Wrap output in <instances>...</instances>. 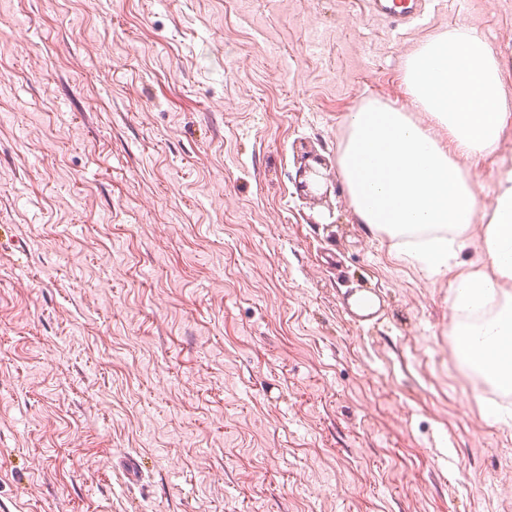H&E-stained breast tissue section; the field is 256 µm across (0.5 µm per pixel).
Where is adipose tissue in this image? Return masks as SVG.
<instances>
[{"mask_svg": "<svg viewBox=\"0 0 512 512\" xmlns=\"http://www.w3.org/2000/svg\"><path fill=\"white\" fill-rule=\"evenodd\" d=\"M504 63L475 28L433 34L403 62L405 106L370 99L344 119L335 164L358 223L399 259L448 283L456 352L512 394V97ZM495 166L491 205L473 167ZM481 227L480 257L459 256Z\"/></svg>", "mask_w": 512, "mask_h": 512, "instance_id": "1", "label": "adipose tissue"}]
</instances>
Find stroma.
<instances>
[{
	"mask_svg": "<svg viewBox=\"0 0 512 512\" xmlns=\"http://www.w3.org/2000/svg\"><path fill=\"white\" fill-rule=\"evenodd\" d=\"M462 23L512 61V0H0V512H512L447 283L294 184ZM425 0H370V15L387 20L394 26H405L423 20Z\"/></svg>",
	"mask_w": 512,
	"mask_h": 512,
	"instance_id": "stroma-1",
	"label": "stroma"
}]
</instances>
